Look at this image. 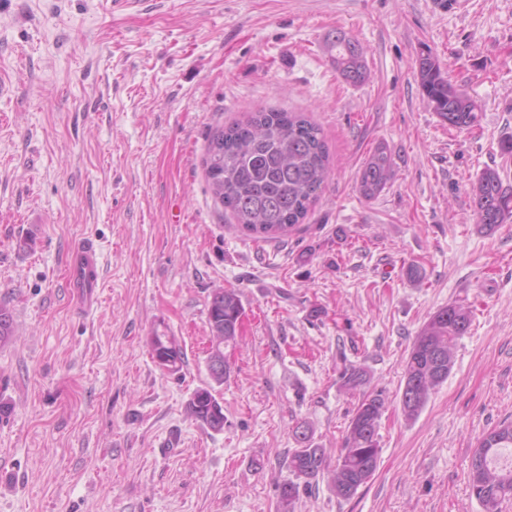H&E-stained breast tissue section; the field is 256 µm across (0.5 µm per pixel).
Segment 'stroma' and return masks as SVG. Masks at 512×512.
<instances>
[{
	"instance_id": "35a3bbf8",
	"label": "stroma",
	"mask_w": 512,
	"mask_h": 512,
	"mask_svg": "<svg viewBox=\"0 0 512 512\" xmlns=\"http://www.w3.org/2000/svg\"><path fill=\"white\" fill-rule=\"evenodd\" d=\"M336 30L370 78L341 79ZM438 56L479 104L444 126L415 76ZM277 108L319 124L334 175L302 224L256 241L216 205L209 136ZM512 0H0V512H281L293 430L337 451L362 393L386 398L376 471L348 499L326 477L294 512H480L468 484L479 438L512 420V223L485 233L469 184H512ZM394 178L356 190L378 144ZM92 239L101 303L64 280ZM417 265L419 279L407 269ZM244 314L216 397L224 429L187 410L210 385L208 307ZM469 305L455 365L413 419L396 394L437 309ZM168 328L184 363L161 369ZM363 368L362 391L344 373ZM326 51L332 66L348 84L364 83L369 75L365 49L352 36L344 31L330 34L326 40ZM163 340L165 343H168L170 345V348L168 347V349H170L173 357H175L176 360L178 361V365L175 366V368H173V365L171 363L165 362L170 368H172L167 369L164 367L165 365L159 362L157 359L156 352L158 350V347L162 344ZM148 345L150 347L152 357L155 359V361L161 368L172 372L177 371L179 369L183 360V351L177 338L174 335L170 334L167 329L159 330L158 328H153L152 331L150 332V336L148 337Z\"/></svg>"
}]
</instances>
